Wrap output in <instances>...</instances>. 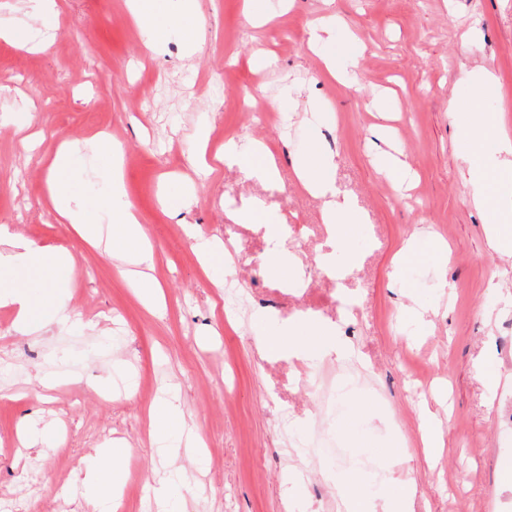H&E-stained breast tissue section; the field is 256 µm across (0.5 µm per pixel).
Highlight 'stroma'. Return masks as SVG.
Listing matches in <instances>:
<instances>
[{"instance_id":"obj_1","label":"stroma","mask_w":512,"mask_h":512,"mask_svg":"<svg viewBox=\"0 0 512 512\" xmlns=\"http://www.w3.org/2000/svg\"><path fill=\"white\" fill-rule=\"evenodd\" d=\"M205 39L189 52L167 35L145 49L126 0H55L52 25L31 0H0V25L27 22L37 49L0 38V225L36 246L73 258L69 321L28 335L16 332L14 307H0V512H86L74 481L95 449L130 448L118 512H155L153 488L182 471L188 512H344L363 484L381 481L377 457L362 485L342 487L331 471L349 467L358 448L342 431L348 407L370 401L358 425L373 440L398 434L408 448L394 478L412 481L414 512H512V257L491 252L484 210L465 187L467 128L480 114L512 117V0H269L274 20L255 27L244 0H198ZM336 19L337 43L362 52L347 82L327 77L308 48L321 17ZM274 63L255 70V48ZM490 69L497 88L479 113L449 112L468 98L466 75ZM224 73L204 94L203 73ZM299 106L274 124L243 110L242 96ZM35 113L28 147L14 116ZM112 136L127 161L124 191L139 210L155 252L164 306L147 311L102 250L48 203L45 160L61 142L76 150L67 174L76 196L94 202L107 161L88 141ZM267 143L281 178L264 181L220 162L217 136ZM318 140L336 164V188L367 215L352 240L358 262L344 281L322 273L328 227L320 200L292 174L294 160ZM415 175L395 186L384 154ZM247 211L240 221L236 212ZM288 229L285 247L299 265L284 286L260 263L270 225ZM229 243L224 278L242 315L224 319V291L205 275L194 238ZM443 242V258L399 251L412 236ZM347 291L356 303L344 311ZM426 311L413 324L409 308ZM285 320L313 314L338 326L354 346L362 377L329 407L315 386L346 362L315 364L264 356L253 325L264 314ZM497 362L489 395L477 370ZM152 380L154 394L115 400L126 376ZM55 379L43 391V379ZM180 390L186 419L202 441L201 460H171L148 440L157 392ZM444 421L433 460L421 446L418 412ZM45 435L31 448L22 429ZM298 493L285 497L289 479Z\"/></svg>"}]
</instances>
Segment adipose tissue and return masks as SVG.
Wrapping results in <instances>:
<instances>
[{"label": "adipose tissue", "instance_id": "adipose-tissue-1", "mask_svg": "<svg viewBox=\"0 0 512 512\" xmlns=\"http://www.w3.org/2000/svg\"><path fill=\"white\" fill-rule=\"evenodd\" d=\"M158 2L128 0L135 22L145 36V48L155 51L160 32L166 31L177 35L187 49L197 50L204 17L196 0H179V10L164 18L159 15ZM335 43L327 27H312L309 44L325 48L329 73L356 68L360 59L356 46L339 51ZM469 141L465 157L466 183L473 202L483 206L488 202L489 190L512 183V137L507 134L503 116L496 114L473 128ZM92 147L97 157L113 163L112 185L100 193L96 214H89L83 201L69 188L66 174L72 166L73 154L65 142L48 159L52 207L57 217L73 225L88 243H96L100 229H107L112 243L111 257L119 262L121 274L143 306L157 310L161 305V287L153 274L154 249L138 211L123 193L121 166L116 162L118 149L111 138L102 133L93 137ZM334 167L332 156L315 143L296 160L293 172L316 198L321 199L323 219L332 226L333 248L352 265L356 257L351 253L350 242L363 219L354 203L337 192ZM0 245L11 249L8 256L0 255V306L16 307L17 330L25 333L36 323L47 328L68 319L65 304L68 281L64 273L72 262L71 255L43 252L4 225L0 226ZM20 267L35 274L29 289L23 291L12 289L9 284L10 273ZM263 323L266 332L258 339L259 352L284 349L304 361L331 355L341 360L351 353L350 347L337 337L335 327L314 316L301 314L285 322L269 316ZM152 417L155 428L151 442L167 449L172 458L192 455L199 447L200 442L187 425L177 394L163 397ZM129 453V448L123 446L104 448L98 451L95 463L87 467L82 486L94 512H116ZM413 498L411 483L400 481L395 487L382 486L349 500L345 509L346 512H413Z\"/></svg>", "mask_w": 512, "mask_h": 512}]
</instances>
